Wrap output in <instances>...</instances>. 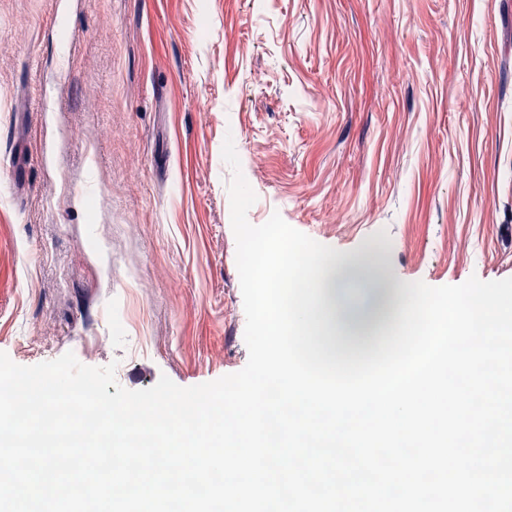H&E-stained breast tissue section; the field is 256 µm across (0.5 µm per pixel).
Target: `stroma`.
Instances as JSON below:
<instances>
[{"label":"stroma","mask_w":512,"mask_h":512,"mask_svg":"<svg viewBox=\"0 0 512 512\" xmlns=\"http://www.w3.org/2000/svg\"><path fill=\"white\" fill-rule=\"evenodd\" d=\"M228 137L253 225L512 278V0H0V351L241 370Z\"/></svg>","instance_id":"35a3bbf8"}]
</instances>
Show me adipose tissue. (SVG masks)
Returning <instances> with one entry per match:
<instances>
[{
  "label": "adipose tissue",
  "mask_w": 512,
  "mask_h": 512,
  "mask_svg": "<svg viewBox=\"0 0 512 512\" xmlns=\"http://www.w3.org/2000/svg\"><path fill=\"white\" fill-rule=\"evenodd\" d=\"M332 276L322 285L323 310L328 317V330L336 352L351 354L365 343V323L378 317L382 303L402 307L407 300L405 283L396 281L387 273L380 258L373 252L359 256H341L330 261ZM366 280L369 290L365 301L351 305L346 291L357 280Z\"/></svg>",
  "instance_id": "adipose-tissue-1"
}]
</instances>
